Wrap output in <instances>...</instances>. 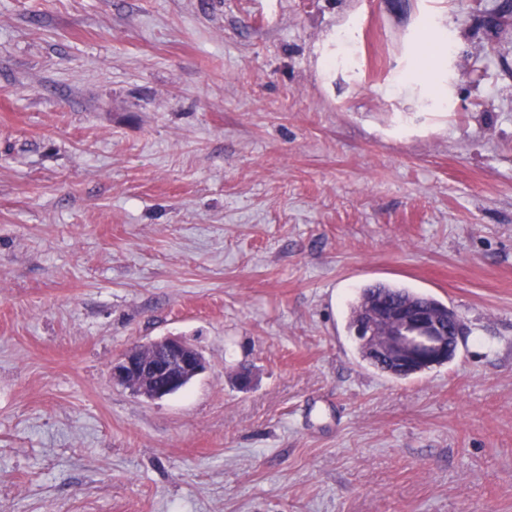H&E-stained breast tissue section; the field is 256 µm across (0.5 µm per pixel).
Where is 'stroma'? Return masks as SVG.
I'll use <instances>...</instances> for the list:
<instances>
[{"mask_svg":"<svg viewBox=\"0 0 512 512\" xmlns=\"http://www.w3.org/2000/svg\"><path fill=\"white\" fill-rule=\"evenodd\" d=\"M494 5L0 0V512H512ZM375 283L454 311L448 363L361 359ZM166 336L191 384L113 383ZM206 369L202 352L179 336L136 345L112 362L113 383L149 400H161L183 390Z\"/></svg>","mask_w":512,"mask_h":512,"instance_id":"obj_1","label":"stroma"}]
</instances>
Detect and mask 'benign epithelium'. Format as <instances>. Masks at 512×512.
<instances>
[{
  "instance_id": "7a95c632",
  "label": "benign epithelium",
  "mask_w": 512,
  "mask_h": 512,
  "mask_svg": "<svg viewBox=\"0 0 512 512\" xmlns=\"http://www.w3.org/2000/svg\"><path fill=\"white\" fill-rule=\"evenodd\" d=\"M461 325L428 310L377 300L355 337L369 345L375 359L398 369L417 365L430 369L445 364L455 351ZM206 369L202 352L179 336L136 345L112 362V382L149 400H161L183 390Z\"/></svg>"
}]
</instances>
